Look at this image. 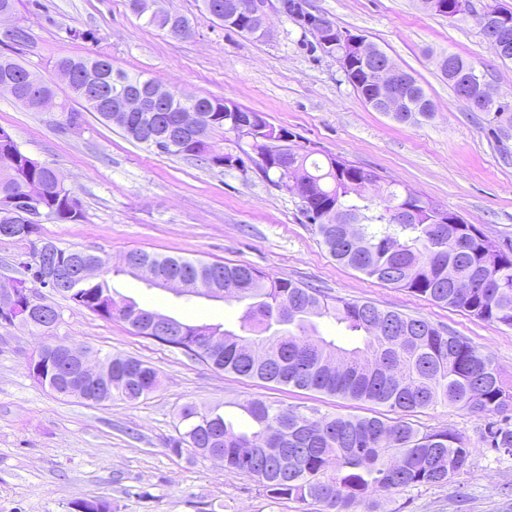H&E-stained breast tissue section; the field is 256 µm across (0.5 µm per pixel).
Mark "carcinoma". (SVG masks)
I'll use <instances>...</instances> for the list:
<instances>
[{
  "label": "carcinoma",
  "instance_id": "carcinoma-1",
  "mask_svg": "<svg viewBox=\"0 0 512 512\" xmlns=\"http://www.w3.org/2000/svg\"><path fill=\"white\" fill-rule=\"evenodd\" d=\"M66 67L73 76L70 88L84 99V75L98 69L109 81L144 82L141 75L112 70L110 58L101 53L88 57H61L54 67ZM42 76L0 52V81L6 78ZM345 78L365 101L374 96L361 68L349 65ZM411 106L398 112L399 123H420L433 117L424 111L431 102L419 82L401 88ZM202 107L211 122L198 137L187 136L165 150L171 155L224 166V156L214 153L210 139L229 133L224 120V100L181 95L164 112H137L124 132L145 143L147 130L165 116L174 123L177 108ZM485 120L498 140L512 137V105L495 95H485ZM274 135L285 141L276 153L291 158L314 186L312 208L301 207L309 224L312 209L337 205L357 220L352 240L342 224H319L317 231L329 254L339 264L382 283L424 296L434 304L463 310L488 322L512 328V251L497 248L474 224H442L432 201L398 185L386 187L377 202L360 194L358 181L364 169L325 156L310 159L288 144L287 129L263 120ZM15 151L14 164L0 162V221L18 225V241L32 230L22 224L16 191L25 183L43 186L42 209L46 219L61 223L82 218L78 200L56 170L23 153L12 135L0 129V158ZM406 201L408 219L394 221L393 204ZM134 262L109 268L96 255L104 277L74 288L70 301L104 319L129 322L124 309L134 303L112 297L105 275L132 274L148 285L161 288L173 277L186 284L183 293L197 295L206 287L223 293L222 299L244 304L239 331L219 325L184 324L183 335L168 339L139 328L135 334L183 350L211 368L278 387H290L339 396L357 402L385 406L396 418L316 415L315 410L287 411L262 396L242 404L253 428L240 431L225 420L219 407L185 404L175 414L178 436L171 451L188 459L207 458L216 448L224 472L251 477L273 501L294 500L315 506V512H377V491L399 493L423 486L440 485L458 476L468 465L470 449L455 433L421 431L403 414L438 404L494 417L485 441L490 448L512 455V386L505 383L493 357L455 332L425 318L397 310H384L370 301L330 297L321 289L289 279L272 277L248 264L204 262L182 257L158 256L133 251ZM486 281V285L461 292L443 274ZM328 317L362 338V345L341 346L322 336L313 322ZM208 336L224 337L218 353L203 351ZM157 371L130 356L112 357V398L137 403L159 386Z\"/></svg>",
  "mask_w": 512,
  "mask_h": 512
}]
</instances>
